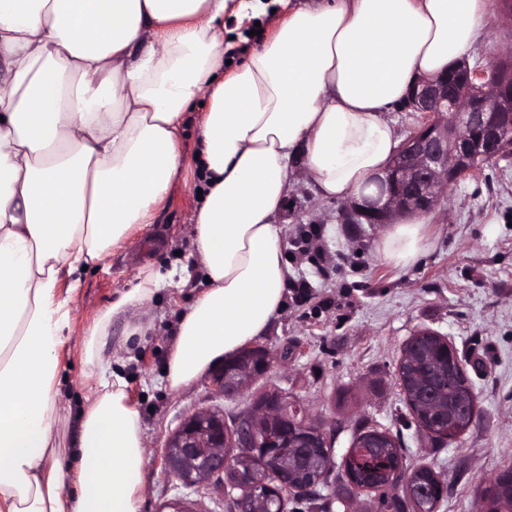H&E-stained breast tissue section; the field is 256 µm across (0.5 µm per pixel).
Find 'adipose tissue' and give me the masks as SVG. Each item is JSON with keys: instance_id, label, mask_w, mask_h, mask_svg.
<instances>
[{"instance_id": "1", "label": "adipose tissue", "mask_w": 512, "mask_h": 512, "mask_svg": "<svg viewBox=\"0 0 512 512\" xmlns=\"http://www.w3.org/2000/svg\"><path fill=\"white\" fill-rule=\"evenodd\" d=\"M280 15L225 69L224 20ZM489 0H0V512H141L145 431L123 374L173 273L139 269L84 332L94 391L66 398L60 351L83 267L154 223L195 125L189 218L209 283L176 323L170 391L254 343L287 305L281 210L295 167L361 199L400 145L388 109L474 53ZM413 214L378 258L428 251ZM111 353H104V342Z\"/></svg>"}]
</instances>
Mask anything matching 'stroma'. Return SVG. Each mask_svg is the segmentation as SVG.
I'll return each instance as SVG.
<instances>
[{
  "label": "stroma",
  "instance_id": "1",
  "mask_svg": "<svg viewBox=\"0 0 512 512\" xmlns=\"http://www.w3.org/2000/svg\"><path fill=\"white\" fill-rule=\"evenodd\" d=\"M194 182L189 161L145 241L113 249L106 265L82 275L74 333L60 353L72 407L94 389L83 358L84 329L130 287L141 265L165 272L192 264ZM286 200L275 221L282 226L291 279L308 283V297L288 299L261 337L277 362L258 389L273 385L298 398L333 436L337 463L359 421L399 434L408 467L428 466L448 478L451 492L435 512H476L478 490L512 465V163L488 166L478 178L452 187L424 217L432 247L404 268L377 258L380 227L345 223L342 202L318 197L303 169H296ZM312 225L320 229L321 253L310 259L298 255L295 243ZM202 286L196 275L155 297L154 330L125 366L148 448L142 512H158L177 493L160 463L165 437L183 416L211 403L209 377L173 393L163 372L178 316ZM421 329L448 337L475 365L479 418L442 448L420 436L396 379L402 345Z\"/></svg>",
  "mask_w": 512,
  "mask_h": 512
}]
</instances>
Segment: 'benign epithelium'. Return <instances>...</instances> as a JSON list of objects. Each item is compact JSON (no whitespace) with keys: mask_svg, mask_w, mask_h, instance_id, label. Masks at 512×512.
I'll list each match as a JSON object with an SVG mask.
<instances>
[{"mask_svg":"<svg viewBox=\"0 0 512 512\" xmlns=\"http://www.w3.org/2000/svg\"><path fill=\"white\" fill-rule=\"evenodd\" d=\"M512 58L495 55L488 68L466 69L465 77L448 87V77L419 81L408 93L407 109L418 113V125L403 140L398 153L378 178L380 191L344 206L364 224H390L408 212L429 214L447 196L449 187L481 173V157L512 155V92L503 65ZM241 361L218 368L211 376L215 399L237 398L268 376L274 354L254 344ZM288 393L268 387L247 406L233 426H224L219 405L184 416L163 444L165 473L192 492L215 487L224 491V476L245 496L255 493L230 448H257L274 455L288 443L280 430Z\"/></svg>","mask_w":512,"mask_h":512,"instance_id":"1","label":"benign epithelium"}]
</instances>
